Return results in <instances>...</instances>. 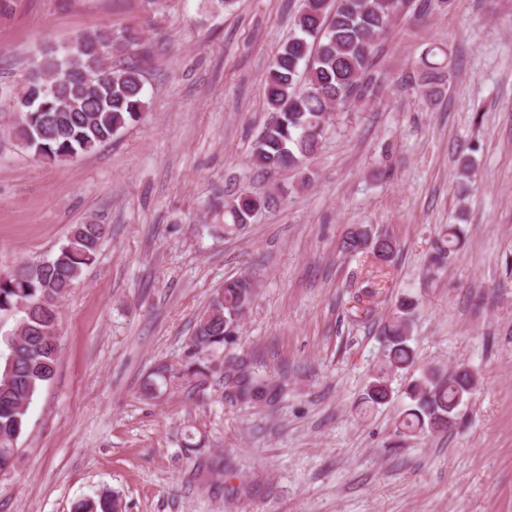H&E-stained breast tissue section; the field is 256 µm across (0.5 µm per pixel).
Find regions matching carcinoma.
<instances>
[{
  "instance_id": "1",
  "label": "carcinoma",
  "mask_w": 512,
  "mask_h": 512,
  "mask_svg": "<svg viewBox=\"0 0 512 512\" xmlns=\"http://www.w3.org/2000/svg\"><path fill=\"white\" fill-rule=\"evenodd\" d=\"M404 0H302L293 17L297 34L275 54L265 78V104L271 117L252 154L258 169L301 171L320 148L330 129L331 112L371 92L370 69L377 40L402 11ZM124 58L112 62V49ZM139 34L110 25L80 35L59 53L39 50L28 63L15 91L21 120L15 136L38 160L55 165L87 154L145 112L142 64L150 58ZM274 199L248 192L233 194L224 209V232L234 234L254 213L270 208ZM461 230L446 228L438 246L441 263L460 242ZM106 236L103 224H75L65 244L53 256L25 262L0 274V313L16 318L14 330L0 336V472L11 470L17 443L36 395L55 374L59 353V305L80 282ZM372 250L382 262L399 251L395 239L364 226L351 230L342 243L349 254ZM254 298L253 276L227 280L201 311L190 337L193 354L218 351L239 327L244 309ZM414 302L406 299L384 323L388 342L385 360L372 376L366 399L383 404L390 399L389 376L415 362L409 345L408 315ZM224 375L242 399L266 392V377L248 371L244 361L224 357L220 364L196 371L197 395H206L211 378ZM467 367L452 373L424 369L408 385L409 399L396 433L402 438L443 433L453 426L473 390ZM115 497L77 501L73 512H114Z\"/></svg>"
}]
</instances>
